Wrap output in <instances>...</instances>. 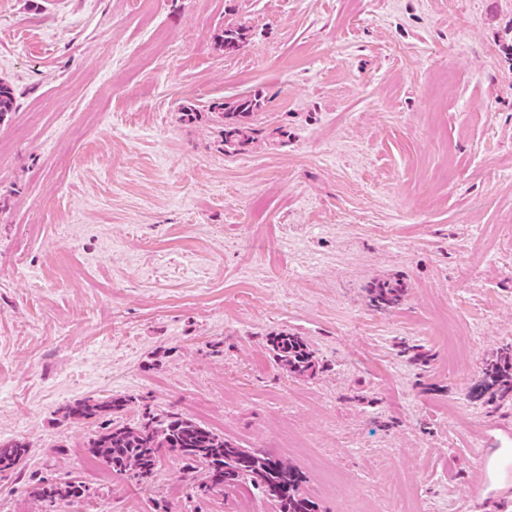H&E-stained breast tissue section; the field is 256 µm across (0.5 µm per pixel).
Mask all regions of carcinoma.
Here are the masks:
<instances>
[{
    "mask_svg": "<svg viewBox=\"0 0 512 512\" xmlns=\"http://www.w3.org/2000/svg\"><path fill=\"white\" fill-rule=\"evenodd\" d=\"M246 39L241 28L224 30V50L232 51ZM260 108L255 96L243 95L216 106L224 119V146L241 143L244 125ZM402 286L384 283L370 292L372 305L391 308L401 301ZM275 356L292 373L305 374L314 369L312 354L298 336H276L272 340ZM505 395L512 392V353L503 352L482 372L471 397L485 393ZM133 398L84 399L66 411V415L96 418L103 427L89 443L88 452L115 473H130L138 479L151 477L160 466V451L176 453L199 473L198 488L205 494H222L226 488L251 484L274 501L279 512H316L314 502L302 492L304 473L276 456L260 450L239 448L199 423L178 413L158 415L143 412L133 424H115L112 415L126 409ZM29 453L19 440H0V472L13 469ZM87 492L86 485L74 478L42 479L37 496L43 502L56 503Z\"/></svg>",
    "mask_w": 512,
    "mask_h": 512,
    "instance_id": "1",
    "label": "carcinoma"
}]
</instances>
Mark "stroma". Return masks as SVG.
<instances>
[{"mask_svg": "<svg viewBox=\"0 0 512 512\" xmlns=\"http://www.w3.org/2000/svg\"><path fill=\"white\" fill-rule=\"evenodd\" d=\"M0 83V512H278L93 460L65 410L119 395L270 449L318 512H512L482 468L512 394L470 396L512 349V0H0ZM224 119V147L239 145L243 135L244 125L260 108V100L256 96L243 95L230 102L215 106ZM402 295V286L383 283L370 292V301L374 307L387 309L398 305ZM272 350L279 361L292 373L313 372L315 367L307 344L298 336H276L272 340ZM28 453V445L23 441L0 440V472L12 470ZM88 489L83 482L74 478L70 479H45L40 480L37 496L42 502L56 503L84 495Z\"/></svg>", "mask_w": 512, "mask_h": 512, "instance_id": "obj_1", "label": "stroma"}]
</instances>
